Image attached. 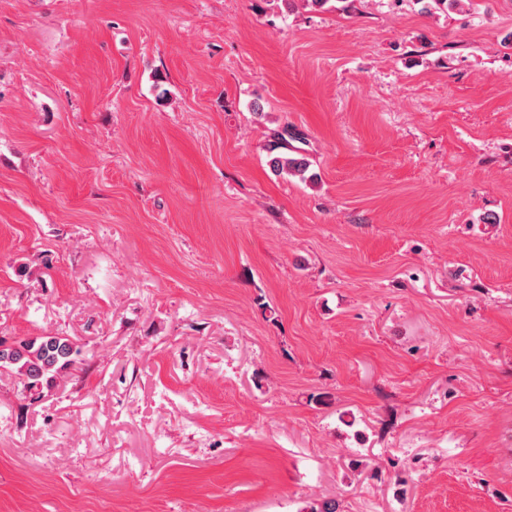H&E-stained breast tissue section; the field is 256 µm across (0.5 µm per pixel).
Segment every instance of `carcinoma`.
Masks as SVG:
<instances>
[{
    "label": "carcinoma",
    "mask_w": 512,
    "mask_h": 512,
    "mask_svg": "<svg viewBox=\"0 0 512 512\" xmlns=\"http://www.w3.org/2000/svg\"><path fill=\"white\" fill-rule=\"evenodd\" d=\"M309 166V159L300 153L278 154L269 159V167L276 175L287 173L303 179ZM79 353L75 341L59 331L44 332L10 345L0 340V373L18 377L29 392L39 395L58 377L76 368Z\"/></svg>",
    "instance_id": "carcinoma-1"
}]
</instances>
